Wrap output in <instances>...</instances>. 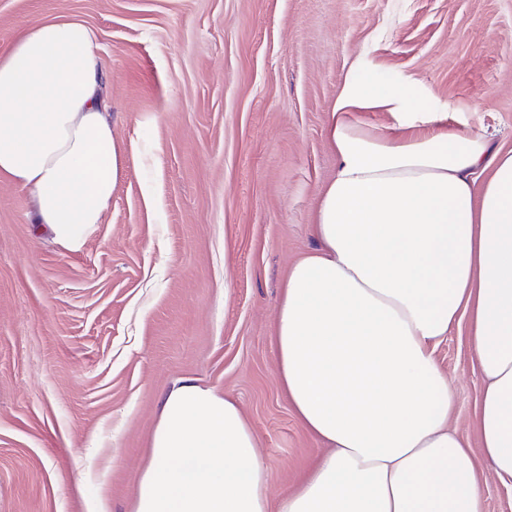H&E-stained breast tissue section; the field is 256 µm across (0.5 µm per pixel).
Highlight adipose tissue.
Returning <instances> with one entry per match:
<instances>
[{"label": "adipose tissue", "instance_id": "1", "mask_svg": "<svg viewBox=\"0 0 512 512\" xmlns=\"http://www.w3.org/2000/svg\"><path fill=\"white\" fill-rule=\"evenodd\" d=\"M98 50L69 18L0 54V175L71 251L123 166ZM417 98L357 61L325 127L337 164L318 249L290 267L275 326L278 378L323 444L305 476L271 504L235 401L188 380L162 401L134 512H483L482 481L512 485V151L448 130L444 114L414 121ZM374 111L390 131L357 118ZM463 315L485 382L473 446L433 357Z\"/></svg>", "mask_w": 512, "mask_h": 512}]
</instances>
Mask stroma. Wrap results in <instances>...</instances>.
Returning a JSON list of instances; mask_svg holds the SVG:
<instances>
[{
	"label": "stroma",
	"mask_w": 512,
	"mask_h": 512,
	"mask_svg": "<svg viewBox=\"0 0 512 512\" xmlns=\"http://www.w3.org/2000/svg\"><path fill=\"white\" fill-rule=\"evenodd\" d=\"M75 17L101 46L124 149L82 250L0 177V512H133L164 396L235 399L278 502L321 448L275 371L273 325L336 171L324 128L354 61L512 149V0H0V53ZM477 438L465 325L434 346Z\"/></svg>",
	"instance_id": "35a3bbf8"
}]
</instances>
